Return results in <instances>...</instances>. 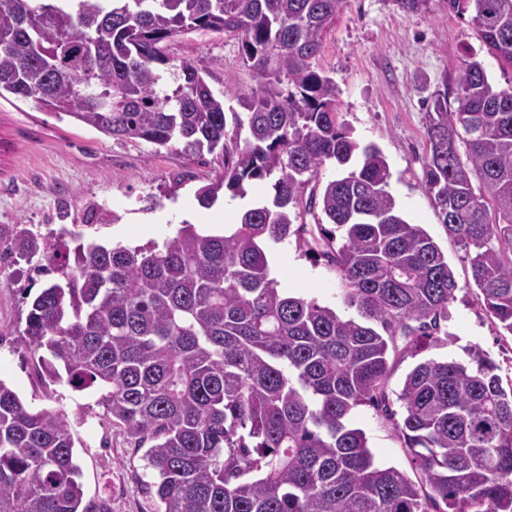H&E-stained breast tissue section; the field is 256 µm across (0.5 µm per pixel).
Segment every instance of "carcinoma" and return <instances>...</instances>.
I'll return each instance as SVG.
<instances>
[{"label": "carcinoma", "instance_id": "obj_1", "mask_svg": "<svg viewBox=\"0 0 512 512\" xmlns=\"http://www.w3.org/2000/svg\"><path fill=\"white\" fill-rule=\"evenodd\" d=\"M436 4L466 19L512 69V0ZM343 0H0V98L31 101L117 140L180 152L212 177L197 191L243 199L224 233L181 223L162 243L75 247L22 231L10 252L59 273L21 332L43 380L97 396L144 457L156 512H512V390L480 349L428 359L389 407L390 353L448 335L458 284L430 234L388 191L383 151L338 122L335 80L313 60ZM238 40L256 86L225 106L190 60L189 33ZM173 76L168 84L160 68ZM424 187L471 255L478 299L512 337V84L463 61L453 101L433 100ZM338 169L323 180V170ZM313 222L307 223L306 216ZM295 238L336 272V309L291 296L268 248ZM393 421L419 480L376 462L353 411ZM73 425L0 380V512H87Z\"/></svg>", "mask_w": 512, "mask_h": 512}]
</instances>
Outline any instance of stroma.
Instances as JSON below:
<instances>
[{"mask_svg": "<svg viewBox=\"0 0 512 512\" xmlns=\"http://www.w3.org/2000/svg\"><path fill=\"white\" fill-rule=\"evenodd\" d=\"M473 54L490 81L512 82V72L495 59L467 23L454 12H404L391 0H344L315 65L334 78L339 119L361 144H376L392 172L389 191L405 218L434 238L448 258L458 289L448 307L449 336L418 357L395 360L387 383L393 411L403 379L420 359L467 361L479 347L512 380V339L499 334L495 319L481 307L465 251L448 237L424 187L427 114L433 99L454 88L462 59ZM170 54L194 61L210 73L209 83L228 104L254 86L236 39L191 33L176 40ZM206 169L176 152L153 153L141 140L120 141L35 108L33 103L0 99V237L30 228L48 235L70 232L130 246L160 242L197 209L195 191ZM107 205L108 224L91 221L94 205ZM271 268L281 288L341 308L335 272L300 251L295 243L270 248ZM56 272H37L26 262L0 276V380L35 408L58 407L79 422L75 453L81 467L83 503L90 512H155L148 484L151 471L142 452L112 428L92 396L63 384L42 385L36 357L20 331L32 300L55 281ZM361 428L375 458L411 472L412 464L390 420L369 406L358 407Z\"/></svg>", "mask_w": 512, "mask_h": 512, "instance_id": "35a3bbf8", "label": "stroma"}]
</instances>
